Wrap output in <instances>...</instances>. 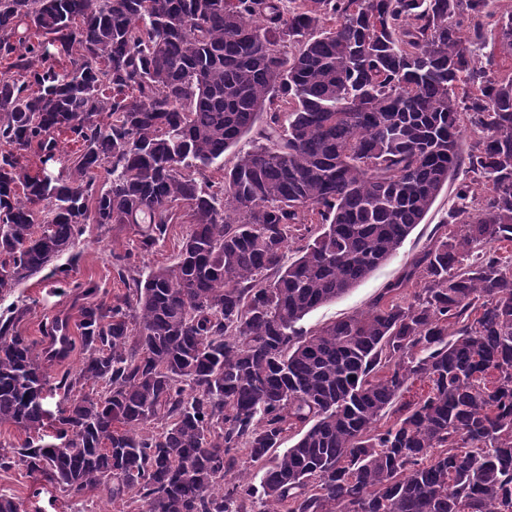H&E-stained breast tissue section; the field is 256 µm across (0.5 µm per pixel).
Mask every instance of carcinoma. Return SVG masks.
Listing matches in <instances>:
<instances>
[{
	"label": "carcinoma",
	"instance_id": "cac0c4a2",
	"mask_svg": "<svg viewBox=\"0 0 512 512\" xmlns=\"http://www.w3.org/2000/svg\"><path fill=\"white\" fill-rule=\"evenodd\" d=\"M500 2L0 0V298L47 268L88 298L53 414L50 351L18 331L31 306L0 317V426L27 435L0 470L140 512H512ZM463 126L481 132L465 153ZM61 136L66 176L21 161ZM450 179L459 229L367 311L298 327L392 259ZM182 208L174 263L134 277L111 254L123 296L70 280L87 225L134 224L147 251ZM241 452L259 484L234 474Z\"/></svg>",
	"mask_w": 512,
	"mask_h": 512
}]
</instances>
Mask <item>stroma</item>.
<instances>
[{"instance_id":"35a3bbf8","label":"stroma","mask_w":512,"mask_h":512,"mask_svg":"<svg viewBox=\"0 0 512 512\" xmlns=\"http://www.w3.org/2000/svg\"><path fill=\"white\" fill-rule=\"evenodd\" d=\"M455 202L453 187H445L438 195L432 208L421 224L411 232L398 254L379 265L356 287L309 313L303 320L306 330H315L339 319L367 311L370 304L393 282L405 273L410 261L421 253L440 232V225ZM187 227L174 224L164 241L152 251H141L138 236L133 227L106 230L98 225H88L84 236L77 245L79 254L70 277L78 282H91L98 286L99 295L113 300L126 291L111 267V253L130 255L133 271L142 274L160 265L172 264L179 254ZM20 296L31 304L28 316L19 324L22 335L38 343H45V327L55 318L77 321L83 304L77 290L61 288L38 274L20 290ZM21 498L26 512H138L136 507L109 502L97 492L80 497L64 493L51 475L46 472H31L25 467L0 471V495Z\"/></svg>"}]
</instances>
